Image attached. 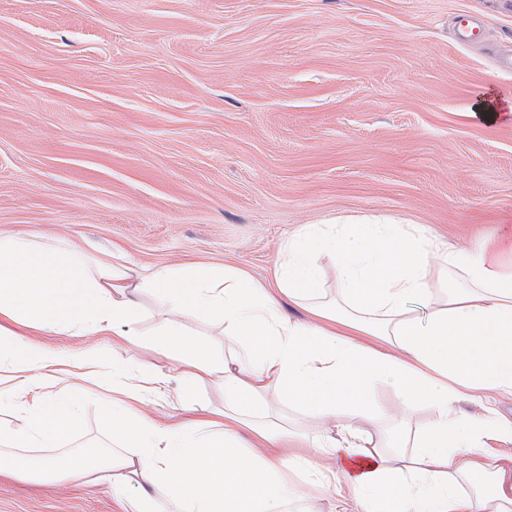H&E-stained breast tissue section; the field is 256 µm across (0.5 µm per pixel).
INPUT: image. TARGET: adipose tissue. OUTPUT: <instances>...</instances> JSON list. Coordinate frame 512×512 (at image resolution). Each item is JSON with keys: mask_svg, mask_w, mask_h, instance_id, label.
<instances>
[{"mask_svg": "<svg viewBox=\"0 0 512 512\" xmlns=\"http://www.w3.org/2000/svg\"><path fill=\"white\" fill-rule=\"evenodd\" d=\"M324 256L335 263L340 330L319 307ZM431 260L464 281L439 280L443 307L426 279ZM146 292L166 315L154 345L170 368H113L112 394L100 400L111 447H65L84 427L81 402L104 364L90 352L58 356L27 330L132 343ZM286 302L310 320L290 317ZM199 318L223 323L232 359L193 333ZM352 330L382 348L350 339ZM174 370L185 416L162 425L141 405L167 391ZM379 384L404 410L437 414L415 426L409 453H397V436L383 446L354 425L377 413ZM202 385L224 397L214 416L196 414ZM464 388L512 395L511 224L467 251L436 249L404 224L307 225L284 243L272 288L229 266H136L117 247L100 258L76 241L0 234V476H93L111 482L121 512H307L290 475L313 463L286 452L297 441L276 409L286 400L325 426L317 453L336 459L321 480L336 485L337 512H512V460L481 450L487 436L512 438V420L458 417ZM475 474L490 488L465 490L462 477Z\"/></svg>", "mask_w": 512, "mask_h": 512, "instance_id": "adipose-tissue-1", "label": "adipose tissue"}]
</instances>
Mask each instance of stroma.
<instances>
[{"mask_svg":"<svg viewBox=\"0 0 512 512\" xmlns=\"http://www.w3.org/2000/svg\"><path fill=\"white\" fill-rule=\"evenodd\" d=\"M481 21L458 43L460 17ZM512 0H0V232L272 280L307 224H512ZM0 512H119L0 477Z\"/></svg>","mask_w":512,"mask_h":512,"instance_id":"35a3bbf8","label":"stroma"}]
</instances>
